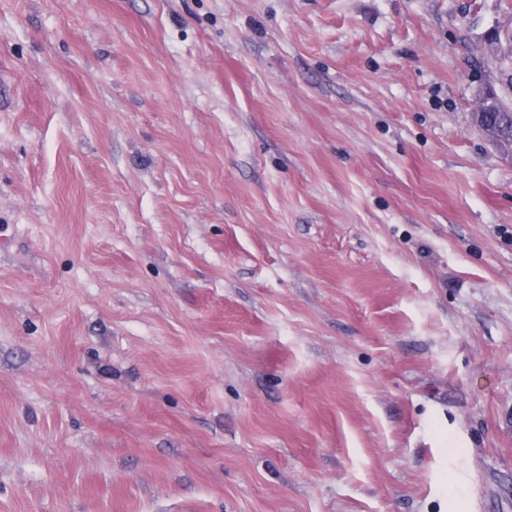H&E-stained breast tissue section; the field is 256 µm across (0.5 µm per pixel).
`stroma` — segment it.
<instances>
[{
	"label": "stroma",
	"instance_id": "35a3bbf8",
	"mask_svg": "<svg viewBox=\"0 0 512 512\" xmlns=\"http://www.w3.org/2000/svg\"><path fill=\"white\" fill-rule=\"evenodd\" d=\"M512 0H0V512H512ZM473 123L495 146L512 155V131L493 121H488L487 113L511 111V106L502 104L495 88L490 84L480 85L474 94ZM477 120V121H476Z\"/></svg>",
	"mask_w": 512,
	"mask_h": 512
}]
</instances>
